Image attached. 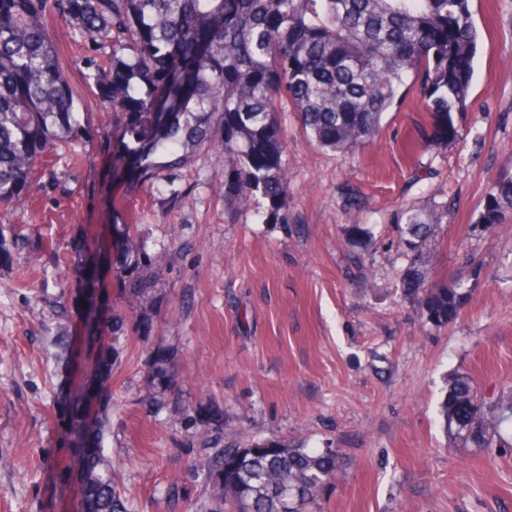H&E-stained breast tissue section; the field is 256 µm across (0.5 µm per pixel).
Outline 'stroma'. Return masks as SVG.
<instances>
[{
	"instance_id": "1",
	"label": "stroma",
	"mask_w": 512,
	"mask_h": 512,
	"mask_svg": "<svg viewBox=\"0 0 512 512\" xmlns=\"http://www.w3.org/2000/svg\"><path fill=\"white\" fill-rule=\"evenodd\" d=\"M471 9L483 42L459 140L432 135L414 86L344 156L284 113L288 221L230 224L224 171L206 152L151 181L120 178L123 119L87 81V59L106 47L46 7L86 130L37 160L23 205H0V512H73L66 407L88 351L104 361L89 436L127 512H210L206 449L236 432L338 449L342 470L313 512H512V425L483 451L438 422L453 371L487 398L512 390V214L494 232L474 227L512 171V0ZM441 206L427 285L469 280L470 253L483 272L458 318L437 326L400 286L398 224ZM100 242L90 349L85 270ZM159 256L137 297L133 282Z\"/></svg>"
}]
</instances>
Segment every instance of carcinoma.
Masks as SVG:
<instances>
[{
    "instance_id": "1",
    "label": "carcinoma",
    "mask_w": 512,
    "mask_h": 512,
    "mask_svg": "<svg viewBox=\"0 0 512 512\" xmlns=\"http://www.w3.org/2000/svg\"><path fill=\"white\" fill-rule=\"evenodd\" d=\"M45 0H0V204L22 202L36 159L82 133L74 90L42 22ZM87 41L107 39L112 56L90 61L94 94L125 116L119 155L130 178L184 167L199 150L224 166V212L237 222L260 197L263 223H288L286 142L278 114L290 109L310 141L346 153L376 137L408 82L420 84L437 134L452 142L468 112L480 40L470 0H55ZM219 127L221 136H213ZM512 212V172L487 193L476 226L486 232ZM415 254L403 288L421 294L427 322L448 323L471 288L424 287L423 249L443 213L402 216ZM157 258L134 288L146 295ZM512 420V393L488 402L464 371L452 372L439 402L444 430L464 448L493 447L491 416ZM81 485L77 512H122L100 448L85 447L80 409L68 422ZM335 448L290 447L235 434L207 455L214 512H291L320 500L336 479Z\"/></svg>"
}]
</instances>
